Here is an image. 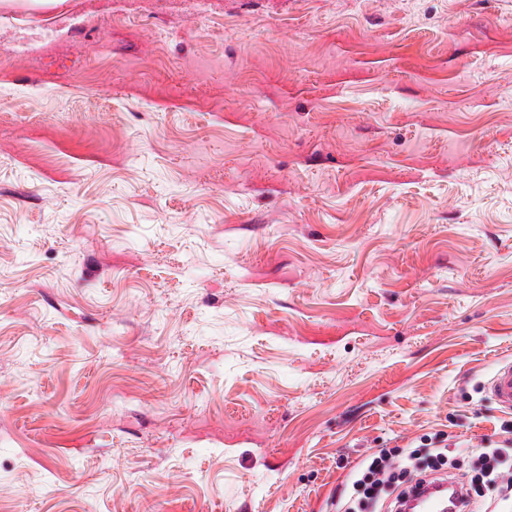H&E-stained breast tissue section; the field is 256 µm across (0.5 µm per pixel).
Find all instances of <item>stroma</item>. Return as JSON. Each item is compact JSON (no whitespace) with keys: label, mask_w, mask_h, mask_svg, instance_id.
Returning a JSON list of instances; mask_svg holds the SVG:
<instances>
[{"label":"stroma","mask_w":512,"mask_h":512,"mask_svg":"<svg viewBox=\"0 0 512 512\" xmlns=\"http://www.w3.org/2000/svg\"><path fill=\"white\" fill-rule=\"evenodd\" d=\"M0 512H336L512 413V0H0ZM83 19L68 18L62 26L52 29H46L40 25L29 26L23 28L20 24L16 23L9 17H1L0 30L9 29L11 32L12 40L1 49L0 53V70L7 71L17 60L18 56L26 55L29 52L31 43L40 44V48L44 49L52 43L58 42L62 35L63 30L69 28L75 23H82ZM486 389L500 409L512 411V360L496 363ZM441 441L427 453L424 467H417L416 458L402 459L391 449H379L357 473L352 483L354 496H345L339 511L380 512L385 500L393 494H396L394 506L402 509L414 482L447 481V477L436 475L447 460L448 444L442 445ZM407 475L409 481L404 480ZM403 485L406 486L402 488Z\"/></svg>","instance_id":"35a3bbf8"}]
</instances>
